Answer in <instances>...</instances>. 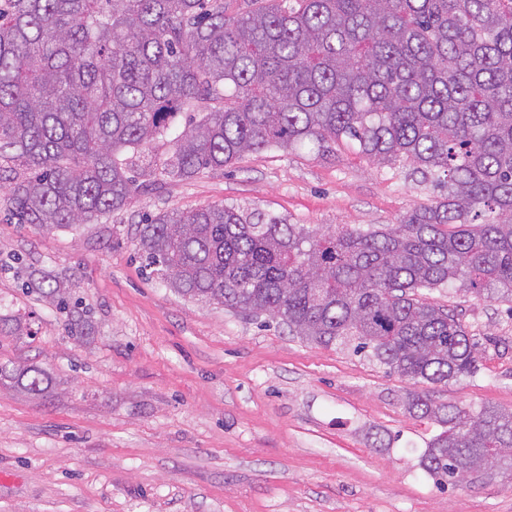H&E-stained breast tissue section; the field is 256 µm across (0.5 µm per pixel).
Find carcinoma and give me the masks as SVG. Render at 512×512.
<instances>
[{"label": "carcinoma", "mask_w": 512, "mask_h": 512, "mask_svg": "<svg viewBox=\"0 0 512 512\" xmlns=\"http://www.w3.org/2000/svg\"><path fill=\"white\" fill-rule=\"evenodd\" d=\"M190 126L171 136L176 117ZM310 144L410 165L448 189L395 224L310 228L231 205L160 211L144 268L175 293L367 352L413 383L477 371V344L421 288L512 304V0H3L0 190L51 230L121 211L143 175L187 181L246 154ZM159 146L166 147L155 153ZM89 326L66 290L37 288ZM30 393L46 373L0 365ZM442 431L422 455L441 486L512 468V412L409 396Z\"/></svg>", "instance_id": "carcinoma-1"}]
</instances>
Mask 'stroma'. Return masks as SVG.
I'll return each instance as SVG.
<instances>
[{"mask_svg": "<svg viewBox=\"0 0 512 512\" xmlns=\"http://www.w3.org/2000/svg\"><path fill=\"white\" fill-rule=\"evenodd\" d=\"M441 194L409 168L304 147L159 181L124 211L51 231L9 220L0 199V320L21 329L0 333V364L53 381L40 396L0 382V512H512L510 469L435 483L420 461L439 427L407 405L416 391L512 410V305L422 290L460 315L479 360L448 384H414L275 320L182 297L136 249L161 210L234 205L364 227ZM45 273L89 311V341L41 300Z\"/></svg>", "mask_w": 512, "mask_h": 512, "instance_id": "obj_1", "label": "stroma"}]
</instances>
